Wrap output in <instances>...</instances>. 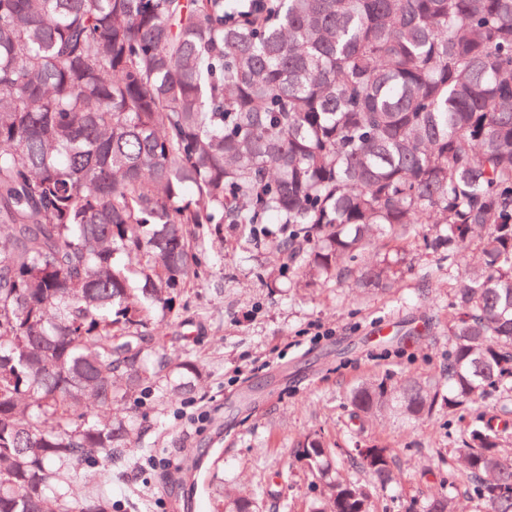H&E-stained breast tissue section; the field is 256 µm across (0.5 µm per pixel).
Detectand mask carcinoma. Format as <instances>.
<instances>
[{
	"instance_id": "carcinoma-1",
	"label": "carcinoma",
	"mask_w": 512,
	"mask_h": 512,
	"mask_svg": "<svg viewBox=\"0 0 512 512\" xmlns=\"http://www.w3.org/2000/svg\"><path fill=\"white\" fill-rule=\"evenodd\" d=\"M212 224L274 245L312 285L357 274L431 224L455 265L480 231L443 324L434 377L372 376L353 431L386 416L474 420L426 512H512V0H0V512H116L80 467L132 447L112 411L183 397L199 367L163 350ZM347 477L308 436L309 512H375L389 448ZM248 485L224 512H257Z\"/></svg>"
}]
</instances>
